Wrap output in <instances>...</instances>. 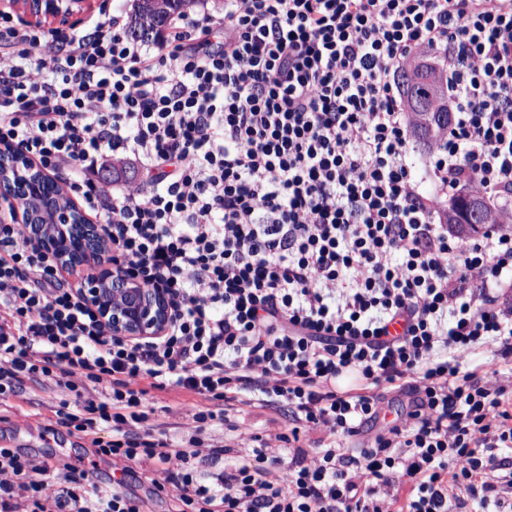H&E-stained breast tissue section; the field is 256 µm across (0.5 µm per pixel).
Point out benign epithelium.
Segmentation results:
<instances>
[{
    "label": "benign epithelium",
    "instance_id": "1",
    "mask_svg": "<svg viewBox=\"0 0 512 512\" xmlns=\"http://www.w3.org/2000/svg\"><path fill=\"white\" fill-rule=\"evenodd\" d=\"M28 24L64 29L92 8V0H7ZM0 221L25 224L34 242L59 268L81 276V291L106 328L126 340L156 338L170 322V304L127 277L112 260L101 229L53 173L0 146Z\"/></svg>",
    "mask_w": 512,
    "mask_h": 512
}]
</instances>
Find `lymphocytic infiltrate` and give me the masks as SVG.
I'll list each match as a JSON object with an SVG mask.
<instances>
[{
  "label": "lymphocytic infiltrate",
  "instance_id": "lymphocytic-infiltrate-1",
  "mask_svg": "<svg viewBox=\"0 0 512 512\" xmlns=\"http://www.w3.org/2000/svg\"><path fill=\"white\" fill-rule=\"evenodd\" d=\"M419 55L453 114L422 164L398 83ZM0 143L64 173L173 308L161 337H115L25 225L0 224L1 402L54 383L58 424L160 474L180 512H512V378L495 369L512 359V225L465 241L443 222L466 188L512 208V0H224L155 41L114 14L67 34L2 13ZM86 382L99 402L77 400ZM397 384L396 412L375 389ZM169 390L193 399L179 440L145 410ZM239 405L287 407L289 426L228 424L202 452ZM20 497L146 512L123 481L1 447L0 512Z\"/></svg>",
  "mask_w": 512,
  "mask_h": 512
}]
</instances>
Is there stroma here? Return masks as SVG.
I'll use <instances>...</instances> for the list:
<instances>
[{
  "label": "stroma",
  "mask_w": 512,
  "mask_h": 512,
  "mask_svg": "<svg viewBox=\"0 0 512 512\" xmlns=\"http://www.w3.org/2000/svg\"><path fill=\"white\" fill-rule=\"evenodd\" d=\"M59 405L52 383L24 389L11 398L9 407L0 406V446L24 455H33L52 465L67 464L91 470L96 480L109 482L124 478L129 489L147 502L149 512H177V491H155L140 470L128 471L123 461L98 457L89 440L69 434L57 425L55 411Z\"/></svg>",
  "instance_id": "stroma-1"
}]
</instances>
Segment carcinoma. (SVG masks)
I'll use <instances>...</instances> for the list:
<instances>
[{
  "mask_svg": "<svg viewBox=\"0 0 512 512\" xmlns=\"http://www.w3.org/2000/svg\"><path fill=\"white\" fill-rule=\"evenodd\" d=\"M134 8L127 31L130 36L141 39L158 37L169 19L192 8L198 0H133ZM406 98L411 111L412 130L418 140L431 144L441 139L448 131V123L437 120V113L448 111V96L444 84L436 75L434 65L415 62L402 75ZM469 199L482 202V221L485 225L496 218L484 196L477 191L458 195L448 201L445 223L459 235L466 228L456 223L458 207Z\"/></svg>",
  "mask_w": 512,
  "mask_h": 512,
  "instance_id": "obj_1",
  "label": "carcinoma"
}]
</instances>
